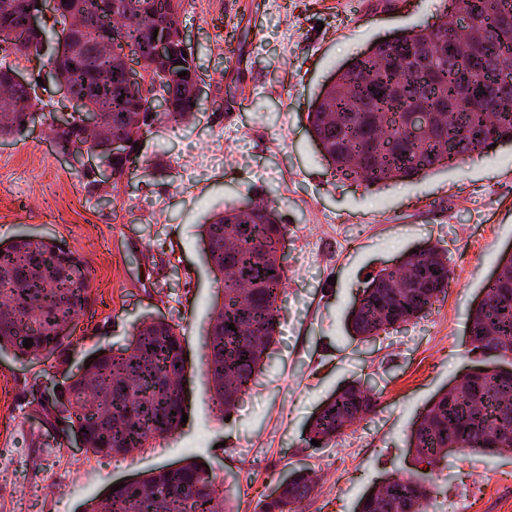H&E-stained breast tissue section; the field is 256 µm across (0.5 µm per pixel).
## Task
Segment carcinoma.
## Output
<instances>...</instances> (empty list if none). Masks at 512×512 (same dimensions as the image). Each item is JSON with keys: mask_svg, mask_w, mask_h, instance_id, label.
Returning <instances> with one entry per match:
<instances>
[{"mask_svg": "<svg viewBox=\"0 0 512 512\" xmlns=\"http://www.w3.org/2000/svg\"><path fill=\"white\" fill-rule=\"evenodd\" d=\"M486 12L473 16L487 30V46L477 80L493 78L496 85L494 112H465L455 116L444 132L417 146H407L400 130L402 113L411 107L434 108L436 88L415 81L410 95L390 103L389 126L379 134L380 100L368 87H358L362 75L380 85L389 78L386 64L395 46L413 49L432 43L438 51L424 68L447 78L448 97L460 104L456 85L458 74L468 63L440 51L447 45L448 30L407 28L395 36V44L381 43L375 53L353 57L347 67L335 72L328 88L316 95L307 113L313 133L330 154L334 173L361 178L377 189L391 183L424 177L441 167L455 166L480 156L498 142H512V83L498 73L504 51L512 48V28L497 25V11L507 0H485ZM182 0H66L52 23L43 22L30 30L29 43L13 54L40 62L44 47L67 36L70 18L80 16L85 33L74 43V63L57 68V78L71 92L86 99L87 110L108 115L102 137L129 136L125 122L130 114L142 115L143 124L181 126L195 119L198 104L188 95L190 81L198 75L195 60L177 50L170 65L153 71L145 93L137 99L123 98L110 88L97 87V72H118L125 55L105 54L96 41L97 32L108 15L126 19V46L132 55L146 51L150 36L143 30L148 16L161 31L171 29L173 13L180 12ZM0 50L12 47V30L28 28V14L15 7V0H0ZM186 75L180 77L178 73ZM39 84L31 82L15 91L16 99L38 112L47 107L38 94ZM167 96V107L154 111L157 93ZM8 100L0 99V135L21 131L15 117L6 112ZM275 205L265 204L250 213L229 203L199 225L209 267L223 271L224 307L214 313L207 333L206 359L210 392L215 403L228 414L239 399L224 397V383L244 393L255 379L275 343L279 325L278 300L284 292L283 269L278 263L280 242L287 226L273 222ZM406 265L415 277L413 292L397 287L396 272L381 270L363 289L365 298L347 315L351 335L361 339L395 329L398 322L426 316L438 295L448 287L447 256L435 246L408 253ZM498 279L485 286L487 302L477 304L469 323L479 329L470 352L477 365L463 380L438 392L416 419L409 435L415 450L434 457L448 454V444L461 454H492L512 459V257L501 256L496 267ZM251 279L259 283L257 294L239 300L236 285ZM90 303V284L82 262L57 241L28 237L7 245L0 243V353L13 351L17 358L37 352L52 354L70 337L73 316ZM234 324L235 330L228 329ZM134 342L117 349H103L82 373L70 377L52 408L67 413V435L81 434L84 448L101 457L139 451L148 441L176 433L182 426L186 405V361L184 336L172 324L148 317L132 332ZM30 338L33 345L23 347ZM373 407V397L357 396L355 386L334 391L312 418L308 434L322 445L336 440L354 424L361 401ZM502 433L501 446H484L487 434ZM277 498H267L260 512H298L309 496L311 477L302 468ZM432 483L423 473L395 477L386 496L370 506V512H432ZM217 477L204 466L186 459L175 471L155 469L135 486L109 492L89 501L85 512H234Z\"/></svg>", "mask_w": 512, "mask_h": 512, "instance_id": "carcinoma-1", "label": "carcinoma"}]
</instances>
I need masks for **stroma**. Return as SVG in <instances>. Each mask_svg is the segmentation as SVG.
I'll use <instances>...</instances> for the list:
<instances>
[{"mask_svg":"<svg viewBox=\"0 0 512 512\" xmlns=\"http://www.w3.org/2000/svg\"><path fill=\"white\" fill-rule=\"evenodd\" d=\"M448 0H183L181 19L201 77L192 123L154 125L138 151L150 175L101 184L98 159L73 160L46 122L0 137V241L55 239L82 261L91 303L53 355H0V512H82L116 483L193 458L227 479L236 512H259L292 470L310 468L300 512H355L386 477L417 469L411 426L468 373L469 311L512 248V145L381 189L333 175L308 130L309 105L352 57L399 30L444 19ZM240 63L225 67V46ZM275 202L287 224L278 336L246 396L223 415L205 371L221 290L198 226L225 203ZM448 256L450 279L429 313L359 342L345 317L367 275L420 246ZM185 337L188 421L131 455L103 458L56 435L41 392L60 389L95 351L123 345L145 317ZM370 389L374 410L335 442L307 444V426L339 386ZM71 448L63 478L45 452ZM434 512H512V459L437 456Z\"/></svg>","mask_w":512,"mask_h":512,"instance_id":"obj_1","label":"stroma"}]
</instances>
